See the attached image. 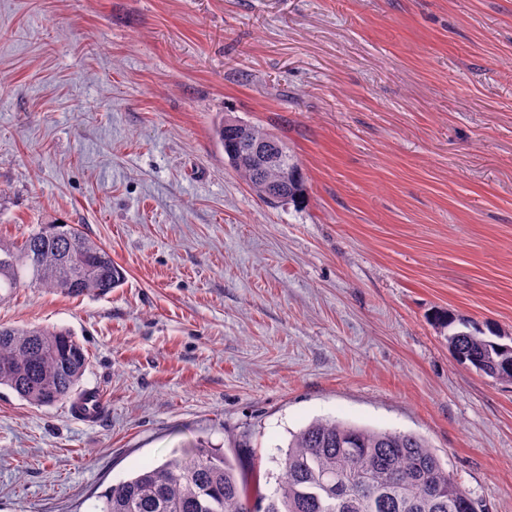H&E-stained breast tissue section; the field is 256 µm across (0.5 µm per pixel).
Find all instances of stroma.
Masks as SVG:
<instances>
[{
    "label": "stroma",
    "instance_id": "obj_1",
    "mask_svg": "<svg viewBox=\"0 0 512 512\" xmlns=\"http://www.w3.org/2000/svg\"><path fill=\"white\" fill-rule=\"evenodd\" d=\"M228 114L297 157L302 204L225 164ZM51 221L126 281L0 301L70 331L103 404L0 387V512H92L199 442L269 495L318 419L417 433L512 512V384L439 320L512 340V0H0V236Z\"/></svg>",
    "mask_w": 512,
    "mask_h": 512
}]
</instances>
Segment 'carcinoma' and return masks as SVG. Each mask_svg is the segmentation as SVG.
I'll list each match as a JSON object with an SVG mask.
<instances>
[{
    "mask_svg": "<svg viewBox=\"0 0 512 512\" xmlns=\"http://www.w3.org/2000/svg\"><path fill=\"white\" fill-rule=\"evenodd\" d=\"M215 136L231 159L241 151L235 126L219 122ZM293 176L234 167L251 188L278 186L270 205L305 194L300 163ZM125 271L102 244L71 224H42L24 242L0 237V300L28 282L73 297H104L122 285ZM448 348L457 360L497 381L512 383V350L487 324L451 315ZM88 367L82 345L65 330L0 325V386L39 407L70 399ZM275 492L249 505L248 485L222 448L196 445L159 466H148L97 496L95 512H478L429 443L414 433L336 420H317L291 435L279 461ZM329 482L341 486L327 491Z\"/></svg>",
    "mask_w": 512,
    "mask_h": 512,
    "instance_id": "carcinoma-1",
    "label": "carcinoma"
}]
</instances>
